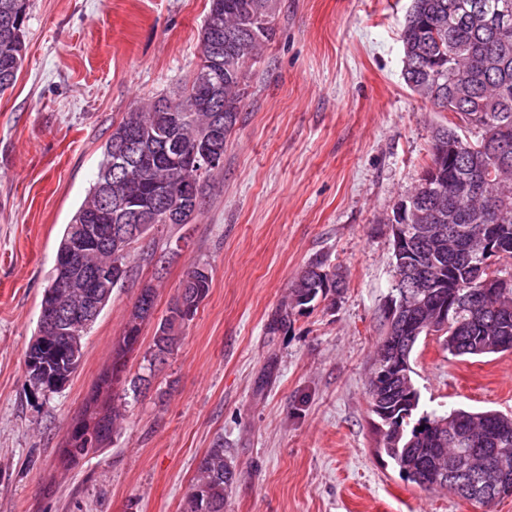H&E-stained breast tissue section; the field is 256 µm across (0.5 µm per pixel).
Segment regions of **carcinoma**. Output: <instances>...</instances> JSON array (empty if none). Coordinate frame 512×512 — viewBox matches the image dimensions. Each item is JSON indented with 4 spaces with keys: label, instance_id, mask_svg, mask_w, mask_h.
<instances>
[{
    "label": "carcinoma",
    "instance_id": "1",
    "mask_svg": "<svg viewBox=\"0 0 512 512\" xmlns=\"http://www.w3.org/2000/svg\"><path fill=\"white\" fill-rule=\"evenodd\" d=\"M27 9L28 0H0V30H18L16 45L9 47L0 40V94L14 86L23 61ZM275 11L276 0H209L206 19L220 13L224 31V68L214 77L220 83L219 97L204 95L195 71L179 98L163 96L137 106L112 125L102 146L103 158L95 182L66 225L58 250L66 249L76 239L79 227L101 207L108 193L132 202L150 200L154 208L167 206L155 220L157 224L193 221L200 206L182 205L184 195L191 191L197 202H202L204 186L214 173L221 171V166L187 174L179 154L188 153L205 139L224 148L244 103L246 65L275 37ZM402 41L405 84L422 100L448 113V123L441 127L448 136L443 144L451 140L460 149L447 156L440 172L429 176V185H419L424 218L418 223H446L448 186L468 182L479 174L484 176L482 200L455 208L450 235L458 241L477 236L483 212L488 206H495L500 251L494 267L487 268L483 276H511V271L504 272V264L512 262V156L500 162L490 151L473 153L471 149L483 145L489 133L479 126L480 117L491 121V128L512 138V0H412ZM473 130L480 134L476 141L462 136ZM165 136L178 141L181 153L162 150L161 138ZM127 138L134 142L137 160L115 172L112 160L116 148ZM130 257L127 243L90 252L84 263L98 270L118 263L128 274L132 269ZM314 267L324 269L323 264L315 263L290 285L280 319H285L290 309L302 310L345 288V280L336 270H331L330 277L323 281L317 279ZM444 268V293L452 323L447 327L426 323L412 336L386 335L375 359L379 367L399 354L411 357L420 337L430 333L444 337L445 348L453 356L512 350V301L489 298L475 314L469 296L479 283L473 281L463 260L450 251ZM185 276L194 280L185 288L183 303L192 305L205 300L212 282L209 270L192 265ZM52 300L66 311L82 306L75 292L67 288L54 289ZM102 311L99 306L84 309L79 318L80 329L68 335L38 324L25 357L45 367L41 388L54 392L70 382L83 358V336ZM150 317L149 313L129 314L123 329L128 347L121 349L122 354L134 350L132 344L139 342L142 326ZM189 321L191 318L178 308V298H173L155 330L149 354L143 357L144 373L132 382L133 393H138L152 376L157 355L169 356L176 349L181 329ZM407 382L413 394L411 400L398 381L370 383L374 413L381 409L388 412L381 418L383 451L407 480L424 489L448 488L485 505L512 495V416L493 410L454 409L445 415L421 416L413 423L411 417L418 409L420 394L412 379ZM443 420L448 421L450 431L440 436L437 423ZM450 459L456 468L446 477L440 469L448 468ZM234 479L235 471L224 458V446L209 449L198 465L184 512H224L225 492Z\"/></svg>",
    "mask_w": 512,
    "mask_h": 512
}]
</instances>
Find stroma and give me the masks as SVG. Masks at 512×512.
Masks as SVG:
<instances>
[{"label":"stroma","mask_w":512,"mask_h":512,"mask_svg":"<svg viewBox=\"0 0 512 512\" xmlns=\"http://www.w3.org/2000/svg\"><path fill=\"white\" fill-rule=\"evenodd\" d=\"M410 0H277L276 36L248 62L247 95L192 223L133 243V274L84 338L74 378L30 385L24 353L66 224L125 112L170 96L200 62L208 0H29L25 58L0 95V512H183L197 466L223 443L224 512H512L405 479L381 450L369 377L386 332L393 242L383 219L420 183L446 113L403 80ZM346 286L274 327L311 264ZM207 298L151 386L133 395L187 268ZM153 314L112 397L109 447L71 467L60 450L128 313ZM419 413L512 414V351L456 357L416 344Z\"/></svg>","instance_id":"stroma-1"}]
</instances>
